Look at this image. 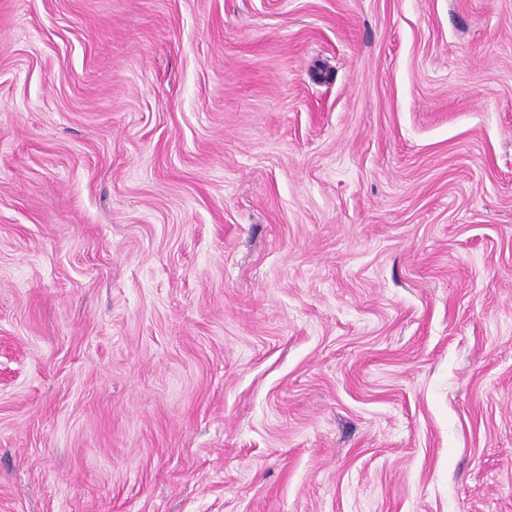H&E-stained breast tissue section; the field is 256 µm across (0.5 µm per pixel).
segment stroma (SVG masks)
<instances>
[{
  "label": "stroma",
  "instance_id": "obj_1",
  "mask_svg": "<svg viewBox=\"0 0 512 512\" xmlns=\"http://www.w3.org/2000/svg\"><path fill=\"white\" fill-rule=\"evenodd\" d=\"M0 512H512V0H0Z\"/></svg>",
  "mask_w": 512,
  "mask_h": 512
}]
</instances>
